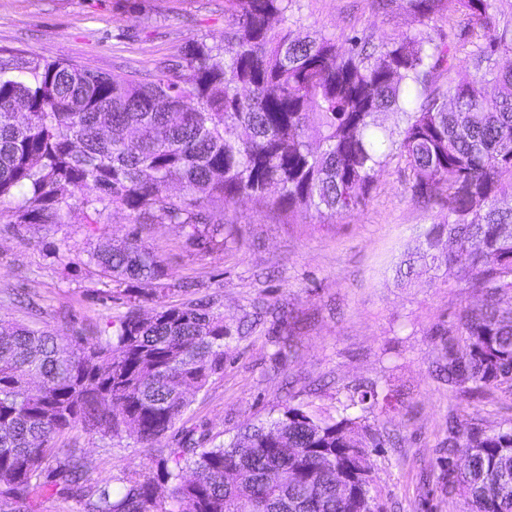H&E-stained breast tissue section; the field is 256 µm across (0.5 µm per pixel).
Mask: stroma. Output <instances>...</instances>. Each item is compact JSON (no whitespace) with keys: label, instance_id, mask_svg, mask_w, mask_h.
Segmentation results:
<instances>
[{"label":"stroma","instance_id":"obj_1","mask_svg":"<svg viewBox=\"0 0 512 512\" xmlns=\"http://www.w3.org/2000/svg\"><path fill=\"white\" fill-rule=\"evenodd\" d=\"M300 4L305 26L339 38L388 37L414 26L405 10L378 14L369 0ZM224 25V0H0V47L115 74L153 69L193 38L220 42ZM407 181L404 162L392 161L364 208L326 224L290 222L240 198L224 215L223 242L208 249L177 225L145 226L142 239L164 260L170 290L160 302L139 298L138 307L149 315L162 304L209 302L234 330L224 370L192 394L159 444L74 428L58 446L83 449L89 477L115 484L127 471L156 468L161 449L186 435L216 444L288 405L332 414L350 386L376 382L398 400L383 428L389 441L372 453L384 512H467L437 482L447 421L456 418L463 430L511 424L512 394L463 395L435 373L458 341L460 311L479 297L451 274L397 282L404 251L445 215L413 201ZM89 244L80 224L1 221L0 319L64 330L72 321L102 326L123 315L127 298L118 286L83 266Z\"/></svg>","mask_w":512,"mask_h":512}]
</instances>
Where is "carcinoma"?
Returning a JSON list of instances; mask_svg holds the SVG:
<instances>
[{
	"label": "carcinoma",
	"instance_id": "cac0c4a2",
	"mask_svg": "<svg viewBox=\"0 0 512 512\" xmlns=\"http://www.w3.org/2000/svg\"><path fill=\"white\" fill-rule=\"evenodd\" d=\"M402 2L418 29L347 47L300 35L298 0H224L221 45L192 39L122 75L0 48V204H12L0 220L94 236L125 210L136 224H178L206 249L241 197L323 222L365 206L397 157L411 198L448 220L418 235L396 279L443 268L482 297L459 314L464 351L448 350L438 375L461 393L512 392V65H500L512 0ZM442 20L451 41L424 31ZM468 44L473 68L454 65ZM380 112L399 120L377 134ZM87 265L127 293H165L163 260L136 230L121 247L97 244ZM229 336L201 301L144 317L133 300L105 328L70 335L0 324V512H40L43 490L83 512H383L370 449L395 405L375 383L352 388L334 416L290 405L227 443L180 442L117 491L88 478L80 449L57 447L76 426L157 441L189 390L224 370ZM438 480L470 512H512V424L464 433L448 422Z\"/></svg>",
	"mask_w": 512,
	"mask_h": 512
}]
</instances>
